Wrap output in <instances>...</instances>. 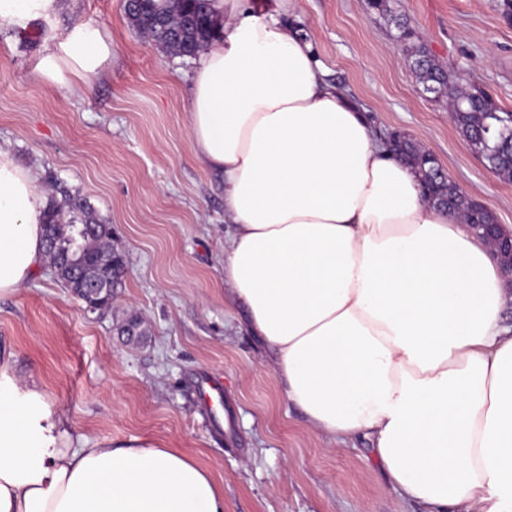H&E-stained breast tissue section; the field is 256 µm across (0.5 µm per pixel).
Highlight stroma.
<instances>
[{
  "label": "stroma",
  "instance_id": "1",
  "mask_svg": "<svg viewBox=\"0 0 512 512\" xmlns=\"http://www.w3.org/2000/svg\"><path fill=\"white\" fill-rule=\"evenodd\" d=\"M299 0L296 23L328 80L384 135L423 144L448 177L512 225V180L468 145L447 95L423 92L397 38L403 20L463 85L512 112V15L503 0ZM85 21L112 36L116 62L71 89L42 81L44 45ZM193 62L130 22L125 0H75L56 19L0 30V146L41 188L58 180L112 226L125 273L104 313L84 311L51 269L0 297V345L39 378L53 413L90 444L154 442L207 470L224 512H424L393 488L366 440L334 442L288 403L244 310L224 300V187L194 160ZM137 320L144 336L122 333ZM222 382L209 404L201 376Z\"/></svg>",
  "mask_w": 512,
  "mask_h": 512
}]
</instances>
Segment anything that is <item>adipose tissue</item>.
<instances>
[{"label": "adipose tissue", "instance_id": "adipose-tissue-1", "mask_svg": "<svg viewBox=\"0 0 512 512\" xmlns=\"http://www.w3.org/2000/svg\"><path fill=\"white\" fill-rule=\"evenodd\" d=\"M68 0H0V29ZM195 63L193 155L224 183V283L289 403L320 434L370 440L389 482L427 512H512V304L490 247L429 204L420 171L328 81L292 22L213 0ZM114 63L78 22L37 66L69 86ZM46 198L0 147V297L44 263ZM0 512H224V491L156 443L88 447L40 380L0 354Z\"/></svg>", "mask_w": 512, "mask_h": 512}]
</instances>
